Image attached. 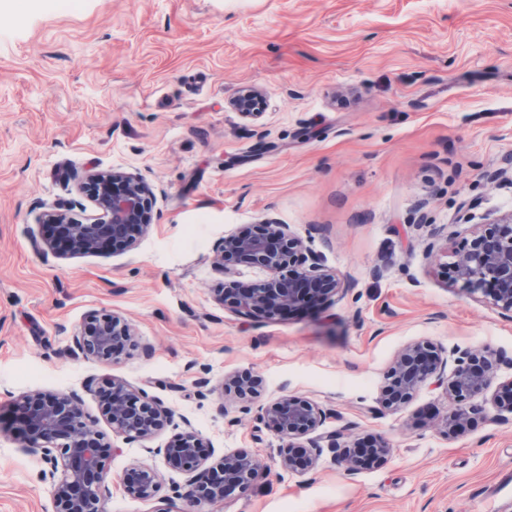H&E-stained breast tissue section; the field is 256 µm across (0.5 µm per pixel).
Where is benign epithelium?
<instances>
[{
	"label": "benign epithelium",
	"mask_w": 512,
	"mask_h": 512,
	"mask_svg": "<svg viewBox=\"0 0 512 512\" xmlns=\"http://www.w3.org/2000/svg\"><path fill=\"white\" fill-rule=\"evenodd\" d=\"M255 100V92L248 90L230 105L241 117L255 119L260 115L253 107ZM82 190L94 203L96 213L79 222L62 205L48 209L46 219L57 227V238L34 239L36 249L57 258L98 253L104 245L113 251L134 249L151 224L150 190L144 180L120 171L96 172L88 176ZM237 263L258 266L267 276L257 283L240 282L234 279L231 268ZM219 265L224 286L218 289V300L231 304L236 311L261 317L305 307L353 287L326 267L288 225L272 220L224 236ZM449 271L451 278L468 291L482 293L502 313L512 315V219L483 225L455 252ZM132 336V326L122 316L113 312L93 314L72 335L68 353L110 362L131 345ZM453 355L454 370L446 378L448 358L441 347L430 340L406 346L386 373L381 407L390 412L400 410L414 392L434 380L446 385L448 399L454 404L442 421L446 436H453L466 421L484 414L485 407L475 398L489 390L499 366L510 365L512 360L488 350H456ZM259 386L253 376L234 375L225 380L224 391L248 400L257 396ZM491 401L497 411L512 414V378L499 384ZM103 416L113 432L132 440H149L173 421L174 413L146 390L114 376L104 389ZM328 419L340 421L342 415L288 394L259 406L255 414L257 424L289 441L288 447L278 449L284 467L291 469L300 464L314 468L324 439L354 474L358 448L340 442L349 426L325 437L315 435ZM183 424L174 440L150 452L163 455L168 468L188 475V490L180 495L186 507L177 511L166 507L158 512H188L197 504L222 501L231 491H244L262 478L254 457L247 452L226 455L218 467L202 470L204 459L196 452L200 438L189 420H183ZM15 425L23 447L40 455L48 465L42 471V480L53 486L55 512H102V504L111 494L103 473L105 444L93 428L80 396L75 392L27 395L18 403ZM159 485L158 472L146 464L132 468L128 479L121 482L125 492L141 499L154 497Z\"/></svg>",
	"instance_id": "benign-epithelium-1"
}]
</instances>
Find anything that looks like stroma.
I'll return each mask as SVG.
<instances>
[{
  "mask_svg": "<svg viewBox=\"0 0 512 512\" xmlns=\"http://www.w3.org/2000/svg\"><path fill=\"white\" fill-rule=\"evenodd\" d=\"M48 0L0 7V512H54L39 455L13 429L36 391L78 392L109 446L105 512H157L185 474L158 448L191 421L209 465L250 452L266 477L199 512H512V418L494 407L455 437L442 386L373 415L409 343L512 356V319L446 273L442 246L512 215V0ZM246 88L263 115L231 109ZM142 176L155 200L136 249L44 257L31 233L91 172ZM289 225L354 286L257 318L220 304L226 234ZM116 312L135 345L72 358V335ZM261 380L257 399L225 379ZM215 392L199 398L197 375ZM170 407L148 441L113 433L101 378ZM301 396L340 411L387 459L348 475L323 449L284 469L258 405ZM154 467L153 499L119 484Z\"/></svg>",
  "mask_w": 512,
  "mask_h": 512,
  "instance_id": "1",
  "label": "stroma"
}]
</instances>
